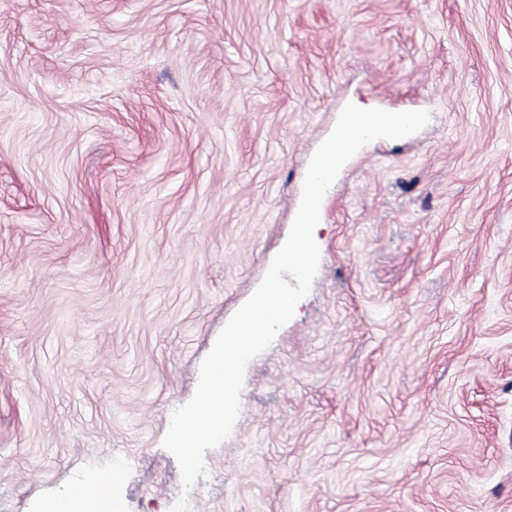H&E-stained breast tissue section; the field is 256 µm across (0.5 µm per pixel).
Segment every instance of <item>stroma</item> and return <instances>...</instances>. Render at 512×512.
I'll list each match as a JSON object with an SVG mask.
<instances>
[{
    "mask_svg": "<svg viewBox=\"0 0 512 512\" xmlns=\"http://www.w3.org/2000/svg\"><path fill=\"white\" fill-rule=\"evenodd\" d=\"M424 110L184 488L162 445L347 103ZM512 512V0H0V512Z\"/></svg>",
    "mask_w": 512,
    "mask_h": 512,
    "instance_id": "obj_1",
    "label": "stroma"
}]
</instances>
